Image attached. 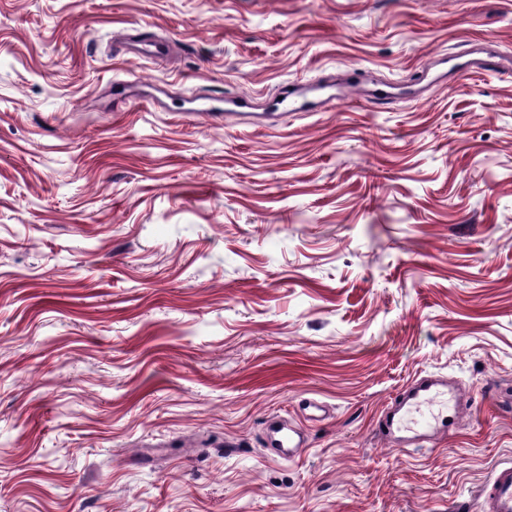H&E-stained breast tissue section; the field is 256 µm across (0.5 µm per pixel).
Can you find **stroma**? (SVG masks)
I'll list each match as a JSON object with an SVG mask.
<instances>
[{
  "mask_svg": "<svg viewBox=\"0 0 512 512\" xmlns=\"http://www.w3.org/2000/svg\"><path fill=\"white\" fill-rule=\"evenodd\" d=\"M484 48L512 0H0V512H477L512 465V72L442 59ZM314 81L350 96L266 114ZM219 95L260 119L188 112ZM429 373L462 421L387 446ZM267 445L275 448L276 455L285 460H293L303 448L298 432L288 424H275L267 428Z\"/></svg>",
  "mask_w": 512,
  "mask_h": 512,
  "instance_id": "stroma-1",
  "label": "stroma"
}]
</instances>
